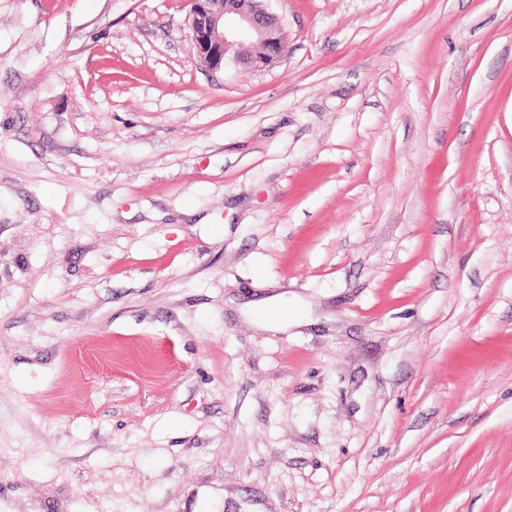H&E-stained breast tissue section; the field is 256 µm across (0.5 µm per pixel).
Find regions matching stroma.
I'll return each instance as SVG.
<instances>
[{"instance_id": "1", "label": "stroma", "mask_w": 512, "mask_h": 512, "mask_svg": "<svg viewBox=\"0 0 512 512\" xmlns=\"http://www.w3.org/2000/svg\"><path fill=\"white\" fill-rule=\"evenodd\" d=\"M269 8L0 0V512H512V0ZM269 1L189 0L191 47L199 65L212 73L223 72L228 61L263 70L282 56L286 34ZM246 41L259 50L245 51ZM257 322L267 329H279L288 325V321H294L296 316L290 317L279 311V304L259 309L254 312Z\"/></svg>"}]
</instances>
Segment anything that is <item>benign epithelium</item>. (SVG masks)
Segmentation results:
<instances>
[{"instance_id":"7a95c632","label":"benign epithelium","mask_w":512,"mask_h":512,"mask_svg":"<svg viewBox=\"0 0 512 512\" xmlns=\"http://www.w3.org/2000/svg\"><path fill=\"white\" fill-rule=\"evenodd\" d=\"M268 0H189L191 47L205 70L231 61L263 70L282 56L286 34Z\"/></svg>"}]
</instances>
